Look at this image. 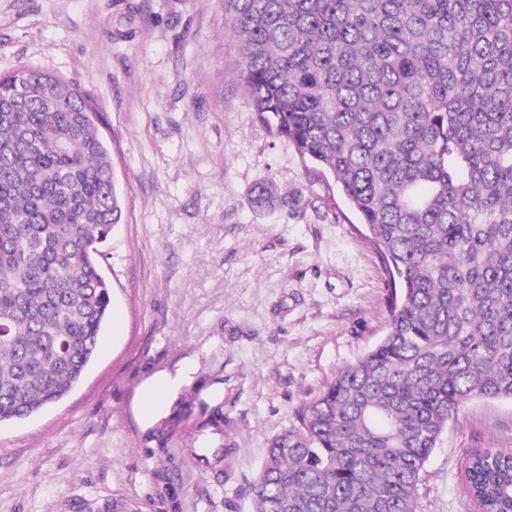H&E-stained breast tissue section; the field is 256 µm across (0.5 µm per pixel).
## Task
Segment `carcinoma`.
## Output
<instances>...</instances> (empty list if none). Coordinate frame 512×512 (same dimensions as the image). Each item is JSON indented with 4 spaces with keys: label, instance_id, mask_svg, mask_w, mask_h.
<instances>
[{
    "label": "carcinoma",
    "instance_id": "carcinoma-1",
    "mask_svg": "<svg viewBox=\"0 0 512 512\" xmlns=\"http://www.w3.org/2000/svg\"><path fill=\"white\" fill-rule=\"evenodd\" d=\"M253 112L338 184L388 274L384 337L276 436L259 512H415L426 462L472 398L512 400V0H224ZM93 96L0 73V423L91 363L121 217ZM258 208L285 202L263 183ZM512 512V454L465 472Z\"/></svg>",
    "mask_w": 512,
    "mask_h": 512
}]
</instances>
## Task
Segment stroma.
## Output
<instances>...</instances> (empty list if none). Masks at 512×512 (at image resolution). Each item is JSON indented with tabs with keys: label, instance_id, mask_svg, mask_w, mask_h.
Masks as SVG:
<instances>
[{
	"label": "stroma",
	"instance_id": "1",
	"mask_svg": "<svg viewBox=\"0 0 512 512\" xmlns=\"http://www.w3.org/2000/svg\"><path fill=\"white\" fill-rule=\"evenodd\" d=\"M239 64L224 0H0V71L94 96L121 196L97 352L61 401L0 423V512H251L270 440L383 337L373 245L333 178L248 108ZM262 182L287 205L255 208ZM164 373L179 387L141 417ZM216 409L232 453L202 470ZM489 448L512 453V400L449 420L417 512H477L463 477Z\"/></svg>",
	"mask_w": 512,
	"mask_h": 512
}]
</instances>
